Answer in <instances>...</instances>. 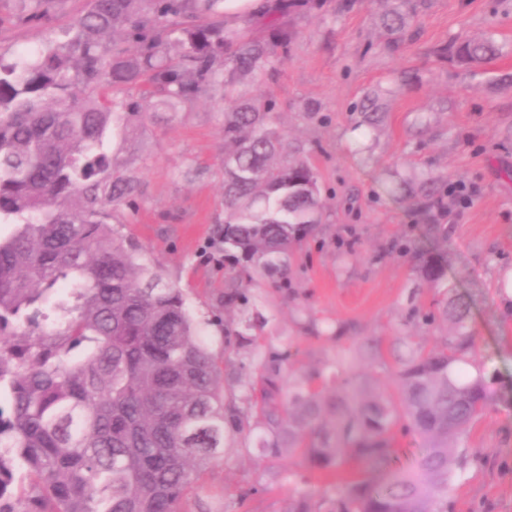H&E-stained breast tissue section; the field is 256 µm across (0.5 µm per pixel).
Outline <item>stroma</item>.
I'll return each instance as SVG.
<instances>
[{"label":"stroma","instance_id":"obj_1","mask_svg":"<svg viewBox=\"0 0 512 512\" xmlns=\"http://www.w3.org/2000/svg\"><path fill=\"white\" fill-rule=\"evenodd\" d=\"M325 0L320 13L284 16L293 31L288 59L257 85L272 94L293 143L312 146L326 211L314 234L288 260V289L256 278L265 300L271 345L289 346L290 366L321 367L363 337L390 344L411 307L448 299L466 305L475 338L469 355L493 397L491 409L463 436L468 458L448 490V512H512V311L500 295L512 284V0H427L415 41L393 50L380 25L378 0ZM494 31L500 57L466 70L437 56L449 40ZM42 29L16 21L13 0H0V53L37 47ZM384 92L375 136L361 133L354 106ZM318 105L304 112L305 103ZM223 116L210 103L162 110L131 121L109 149L138 178V211L122 232L161 265L184 293L216 355L224 353V270L201 254L224 221ZM429 173L464 185L469 200L422 212L386 192L392 171ZM441 258L445 275L430 284L421 260ZM344 332L335 341L336 332ZM262 482L261 495L231 512H284L290 489L274 468L257 473L245 457L216 458L203 489L181 512H217L222 488Z\"/></svg>","mask_w":512,"mask_h":512}]
</instances>
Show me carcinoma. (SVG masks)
<instances>
[{
	"label": "carcinoma",
	"mask_w": 512,
	"mask_h": 512,
	"mask_svg": "<svg viewBox=\"0 0 512 512\" xmlns=\"http://www.w3.org/2000/svg\"><path fill=\"white\" fill-rule=\"evenodd\" d=\"M389 0L382 24L397 49L427 0ZM45 28L40 47L0 57V512H180L219 449L278 464L292 486L285 512H448V487L467 458L461 436L490 403L482 373L463 366L474 337L458 304L410 309L404 335L358 353L387 367L347 374L288 370L290 349L266 343L268 318L250 284L285 274L288 254L322 222L311 146L288 142L276 100L233 96L288 59L293 33L264 39L226 19L224 0H84L60 30L64 0H18ZM323 0H271L270 16L309 13ZM472 69L499 55L493 34L448 42ZM206 98L224 112V256L251 273L224 275V360L211 350L180 289L112 225L136 211L137 180L105 150L119 121ZM374 128L382 98L360 104ZM393 190L444 207L431 177L391 176ZM436 283L443 262L423 261ZM455 319L428 347L410 332ZM254 367L239 393L223 375ZM421 441L415 464L393 470L394 434ZM295 455L352 476L321 493L298 487Z\"/></svg>",
	"instance_id": "1"
}]
</instances>
